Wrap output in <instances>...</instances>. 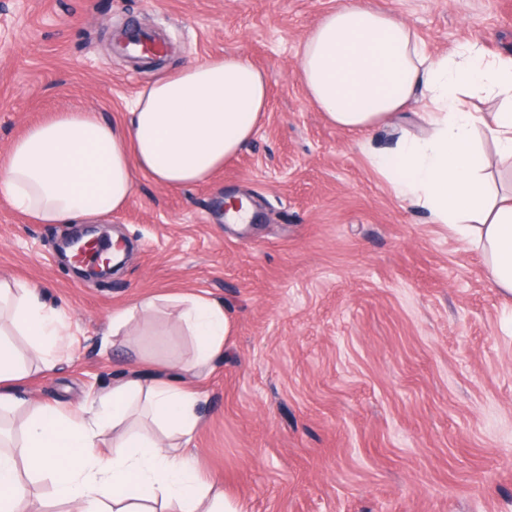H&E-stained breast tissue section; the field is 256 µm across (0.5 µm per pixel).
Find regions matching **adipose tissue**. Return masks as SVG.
Instances as JSON below:
<instances>
[{
  "mask_svg": "<svg viewBox=\"0 0 512 512\" xmlns=\"http://www.w3.org/2000/svg\"><path fill=\"white\" fill-rule=\"evenodd\" d=\"M298 55L307 99L338 129L373 130L426 99L423 129L369 159L397 197L480 250L490 287L512 295V191L495 181L512 174V53L491 58L468 40L432 56L405 23L349 0L305 34ZM480 95L493 111L470 110L468 98ZM267 109L266 76L242 57L192 63L147 85L112 120L73 109L30 127L0 156V196L41 224L97 221L129 206L138 178L169 189L210 181ZM176 301L191 360L167 362L162 378L130 370L76 412L25 404L32 373L0 337V411L26 410L12 427L20 449H0V512H236L180 449L201 426L204 399L186 376L223 355L229 320L212 298ZM4 326L26 336L39 369L55 366L68 331L39 288L0 280ZM107 430L108 451L97 444ZM30 479L49 481L50 497L33 494Z\"/></svg>",
  "mask_w": 512,
  "mask_h": 512,
  "instance_id": "ef3b65f1",
  "label": "adipose tissue"
}]
</instances>
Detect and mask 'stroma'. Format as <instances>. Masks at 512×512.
<instances>
[{"instance_id": "obj_1", "label": "stroma", "mask_w": 512, "mask_h": 512, "mask_svg": "<svg viewBox=\"0 0 512 512\" xmlns=\"http://www.w3.org/2000/svg\"><path fill=\"white\" fill-rule=\"evenodd\" d=\"M342 0H0V155L30 126L85 108L105 118L166 72L219 54L263 71L269 107L206 183L139 179L102 229L124 238L106 280L76 275L38 224L0 199V278L38 286L75 341L34 376V399L92 400L134 362L193 355L170 295L222 300L231 331L201 386L199 468L239 512H512V297L482 255L396 197L368 162L395 126L331 125L298 73L303 36ZM432 54L469 38L512 46V0H366ZM134 30L168 44L138 68ZM252 224L224 221L227 195ZM148 294L132 341L105 348L112 312Z\"/></svg>"}]
</instances>
